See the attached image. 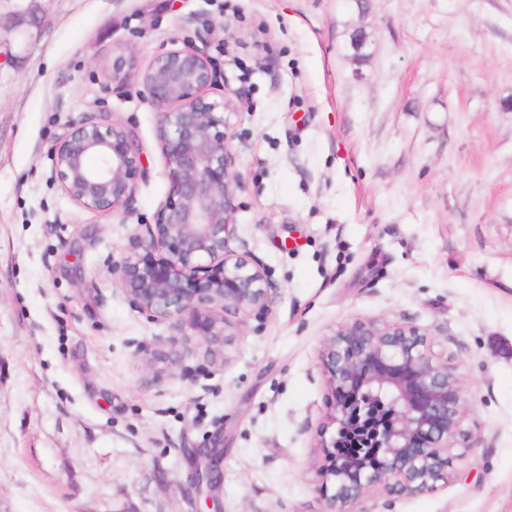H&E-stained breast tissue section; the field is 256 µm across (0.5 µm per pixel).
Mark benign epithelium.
Returning a JSON list of instances; mask_svg holds the SVG:
<instances>
[{
    "label": "benign epithelium",
    "instance_id": "1",
    "mask_svg": "<svg viewBox=\"0 0 512 512\" xmlns=\"http://www.w3.org/2000/svg\"><path fill=\"white\" fill-rule=\"evenodd\" d=\"M128 63L122 53L105 63L112 82L124 84ZM216 81L211 61L191 45L157 55L140 74L149 100L161 108L158 140L169 190L140 251L112 267L119 290L148 316L171 321L173 335L195 338L213 365L226 360L227 316L265 307L272 289L260 263L229 247L239 182L228 128L237 107L229 97L204 96ZM51 154L62 191L95 212L125 208L144 170L132 131L104 114L73 121ZM319 363L330 391L317 444L327 461L320 486L327 512L377 486L418 494L447 478L448 449L465 438L461 381L428 354L420 328L357 318L326 338ZM223 456L220 429L197 453V488L213 501Z\"/></svg>",
    "mask_w": 512,
    "mask_h": 512
}]
</instances>
